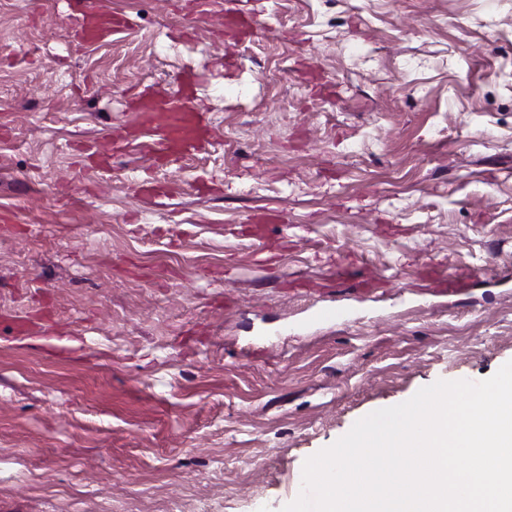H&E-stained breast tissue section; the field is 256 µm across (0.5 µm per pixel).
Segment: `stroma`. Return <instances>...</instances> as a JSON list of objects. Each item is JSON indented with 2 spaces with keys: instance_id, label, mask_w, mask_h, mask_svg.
<instances>
[{
  "instance_id": "1",
  "label": "stroma",
  "mask_w": 512,
  "mask_h": 512,
  "mask_svg": "<svg viewBox=\"0 0 512 512\" xmlns=\"http://www.w3.org/2000/svg\"><path fill=\"white\" fill-rule=\"evenodd\" d=\"M105 2L90 47L75 0H0V512H280L512 360V0H224L250 39ZM187 79L210 145L98 162ZM81 6L84 14L81 40L85 44L106 42L129 24L126 17L102 7L99 0H83Z\"/></svg>"
}]
</instances>
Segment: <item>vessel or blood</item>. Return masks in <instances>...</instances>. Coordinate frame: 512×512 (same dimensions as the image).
<instances>
[{
	"instance_id": "1",
	"label": "vessel or blood",
	"mask_w": 512,
	"mask_h": 512,
	"mask_svg": "<svg viewBox=\"0 0 512 512\" xmlns=\"http://www.w3.org/2000/svg\"><path fill=\"white\" fill-rule=\"evenodd\" d=\"M81 39L87 44L108 41L129 21L104 8L100 0H82ZM139 128L114 137V155L138 151L152 156L174 155L204 146L206 126L201 112L177 95L164 96L145 88L135 95Z\"/></svg>"
}]
</instances>
